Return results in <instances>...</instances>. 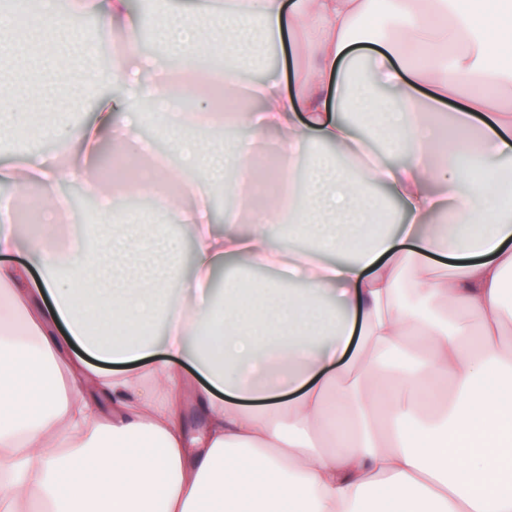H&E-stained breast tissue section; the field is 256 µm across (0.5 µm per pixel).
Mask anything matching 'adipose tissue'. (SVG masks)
I'll use <instances>...</instances> for the list:
<instances>
[{"label":"adipose tissue","mask_w":512,"mask_h":512,"mask_svg":"<svg viewBox=\"0 0 512 512\" xmlns=\"http://www.w3.org/2000/svg\"><path fill=\"white\" fill-rule=\"evenodd\" d=\"M75 5L97 18L93 39L51 0H27L21 20L0 9V140L43 132L83 88L124 90L97 96L58 154L0 166L1 182L42 188L27 261L12 262L18 238L0 222L13 335L0 344V512H512V389L484 383L512 373L499 346L512 321V180L499 176L512 157V0H387L385 31L359 40L371 0L189 5L156 23L161 57L138 51L129 0ZM107 42L123 62L87 67ZM269 42L307 51L291 90L272 75L237 94L242 63ZM365 45L379 51L354 83L344 63ZM170 58L202 77L205 111H174ZM144 99L165 110L182 169L153 164L131 118ZM341 103L405 162L338 164L371 149ZM225 120L276 133V152L242 140L219 152L187 133ZM313 141L335 157L296 173ZM442 176L444 193L431 191ZM62 183L95 199L98 232L72 245ZM370 185L405 215L398 234L377 233L385 197ZM144 188L180 236L118 211V194ZM435 256L454 259L440 280ZM226 261L278 276L217 279ZM369 382L390 389L370 397ZM186 405L207 419L193 438ZM243 459L265 476L253 495Z\"/></svg>","instance_id":"ef3b65f1"}]
</instances>
